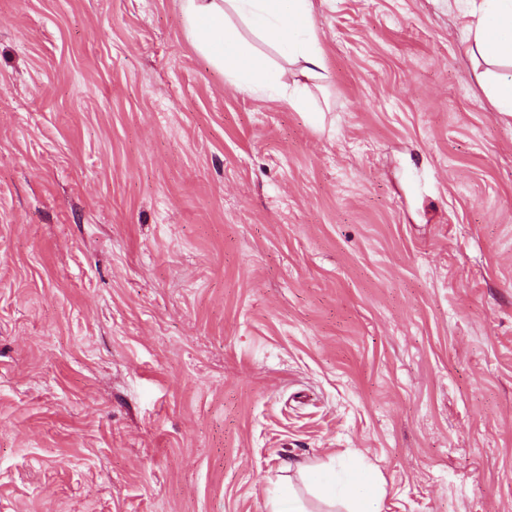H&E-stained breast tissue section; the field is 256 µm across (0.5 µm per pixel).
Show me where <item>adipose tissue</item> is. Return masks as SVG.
Returning <instances> with one entry per match:
<instances>
[{
    "instance_id": "ef3b65f1",
    "label": "adipose tissue",
    "mask_w": 512,
    "mask_h": 512,
    "mask_svg": "<svg viewBox=\"0 0 512 512\" xmlns=\"http://www.w3.org/2000/svg\"><path fill=\"white\" fill-rule=\"evenodd\" d=\"M188 37L237 89L259 99H277L308 112L312 105L307 83L322 78V50L313 21L312 0H178ZM463 38L487 63V93L497 111L512 115V0H476ZM276 49L300 66V81L274 69L255 42ZM322 492L343 499L348 512H380V498L361 471L339 479L317 475Z\"/></svg>"
}]
</instances>
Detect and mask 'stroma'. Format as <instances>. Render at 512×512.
Segmentation results:
<instances>
[{
	"instance_id": "stroma-1",
	"label": "stroma",
	"mask_w": 512,
	"mask_h": 512,
	"mask_svg": "<svg viewBox=\"0 0 512 512\" xmlns=\"http://www.w3.org/2000/svg\"><path fill=\"white\" fill-rule=\"evenodd\" d=\"M461 0H314L315 113L177 0H0V512H512V116ZM315 478L326 496L343 499L348 504L347 512H380V498L364 472L352 471L342 478L336 477V481L322 474Z\"/></svg>"
}]
</instances>
